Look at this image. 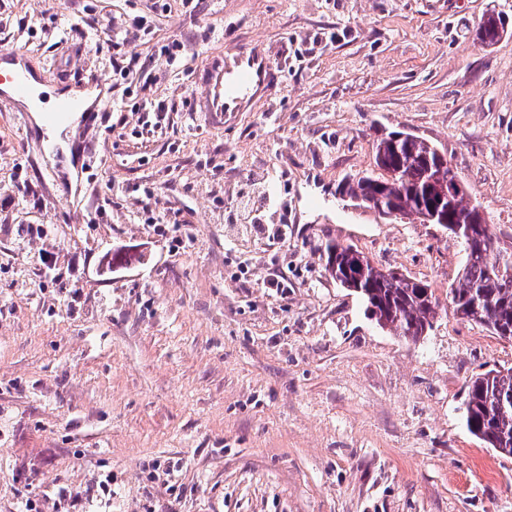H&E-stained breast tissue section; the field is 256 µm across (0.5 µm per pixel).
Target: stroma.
I'll use <instances>...</instances> for the list:
<instances>
[{
  "instance_id": "35a3bbf8",
  "label": "stroma",
  "mask_w": 512,
  "mask_h": 512,
  "mask_svg": "<svg viewBox=\"0 0 512 512\" xmlns=\"http://www.w3.org/2000/svg\"><path fill=\"white\" fill-rule=\"evenodd\" d=\"M493 10L512 0H0V52L104 85L68 157L0 106V512H512V457L463 410L512 342L447 305L418 342L381 330L323 254L440 298L461 270L438 226L338 198L379 128L434 143L512 248V37L467 34ZM245 43L275 94L202 112L196 71Z\"/></svg>"
}]
</instances>
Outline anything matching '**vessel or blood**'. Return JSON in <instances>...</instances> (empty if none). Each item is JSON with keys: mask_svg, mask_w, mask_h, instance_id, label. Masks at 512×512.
<instances>
[{"mask_svg": "<svg viewBox=\"0 0 512 512\" xmlns=\"http://www.w3.org/2000/svg\"><path fill=\"white\" fill-rule=\"evenodd\" d=\"M0 61L12 65L8 74L0 73V84L10 85L9 93L0 92V102L10 105L14 111H23L25 102L34 93V77L19 54L1 53ZM197 83L202 92L203 111L218 115L243 111L254 98L271 94L277 87V76L268 53L262 47L248 46L212 54ZM85 110L83 99L61 97L46 110V123L57 129L68 127Z\"/></svg>", "mask_w": 512, "mask_h": 512, "instance_id": "1", "label": "vessel or blood"}]
</instances>
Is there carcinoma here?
Returning a JSON list of instances; mask_svg holds the SVG:
<instances>
[{
	"label": "carcinoma",
	"mask_w": 512,
	"mask_h": 512,
	"mask_svg": "<svg viewBox=\"0 0 512 512\" xmlns=\"http://www.w3.org/2000/svg\"><path fill=\"white\" fill-rule=\"evenodd\" d=\"M374 167L388 174L365 175L347 184L344 194L353 199H383L406 216H420L430 210L446 219L441 228L460 244L471 238L474 249L464 253L465 261L456 283L449 291L453 314L466 322L487 328L494 336L512 339V289L503 287L497 273L502 254L496 232L485 234L484 225L468 224V235L453 228L459 215L473 213L477 206L466 201L467 191L448 160L427 141H396L386 132L374 143ZM339 246H326V267L336 281L359 293L367 315L380 327L416 342L433 328L439 307L430 285L377 264L353 267ZM512 367L492 368L472 378L465 389V420L468 431L501 454L512 455V407L498 406L497 379Z\"/></svg>",
	"instance_id": "obj_1"
}]
</instances>
